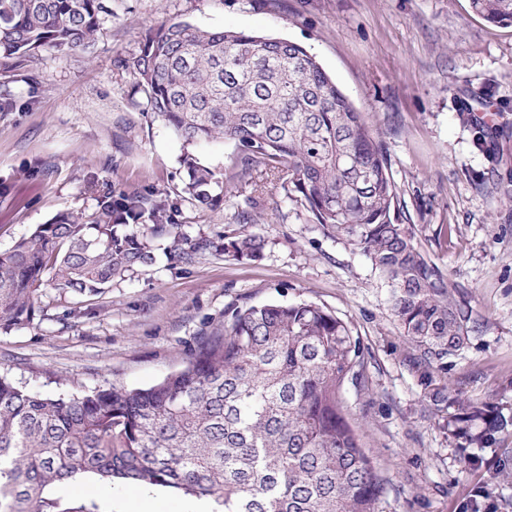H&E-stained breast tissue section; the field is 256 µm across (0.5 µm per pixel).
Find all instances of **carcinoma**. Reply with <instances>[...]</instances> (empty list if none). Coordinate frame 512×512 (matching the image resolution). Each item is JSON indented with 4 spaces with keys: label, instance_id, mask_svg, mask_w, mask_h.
Listing matches in <instances>:
<instances>
[{
    "label": "carcinoma",
    "instance_id": "obj_1",
    "mask_svg": "<svg viewBox=\"0 0 512 512\" xmlns=\"http://www.w3.org/2000/svg\"><path fill=\"white\" fill-rule=\"evenodd\" d=\"M106 2L0 0V60L27 66L45 49L89 46ZM469 5L490 24L512 25V0ZM119 66L184 142L235 144L220 175L182 158L185 192L199 206L213 204L215 185L231 193L248 176L245 215L277 181L285 200L351 241L386 286L423 412L482 447L512 431V417L499 414L470 433L485 406L452 395L448 359L469 347L471 309L411 225L392 218L398 196L384 148L315 56L288 40L177 21L150 31ZM178 213L159 191L114 189L87 218L61 213L37 225L0 251V326L30 324L49 282L97 295L154 265L157 240L186 263L214 247L180 233ZM262 250L245 231L222 248L235 260ZM350 386L369 392L359 335L306 301L231 304L183 368L147 389L45 395L0 376V512H60L49 490L84 474L207 497L224 512H382L389 480L348 422Z\"/></svg>",
    "mask_w": 512,
    "mask_h": 512
}]
</instances>
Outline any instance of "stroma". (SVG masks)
<instances>
[{"label":"stroma","mask_w":512,"mask_h":512,"mask_svg":"<svg viewBox=\"0 0 512 512\" xmlns=\"http://www.w3.org/2000/svg\"><path fill=\"white\" fill-rule=\"evenodd\" d=\"M102 32L85 50L42 51L30 68L0 65V251L56 214L91 215L121 185L178 202L179 229L224 243L241 231L260 259L208 250L172 265L165 256L111 288L76 297L47 287L39 314L0 327V375L45 394L122 385L145 388L181 368L233 303L312 301L361 336L369 395L348 390L350 422L392 484L383 512H512V433L489 447L424 418L420 388L388 293L367 258L332 238L299 204L268 185L254 223L216 188L199 207L183 191L184 153L222 170L230 142L187 145L150 111L117 60L169 21L285 39L316 56L364 113L386 153L395 216L469 302L475 329L448 361L459 398L512 416V26L484 21L469 0H109ZM65 512H121L122 484L107 493L55 487Z\"/></svg>","instance_id":"35a3bbf8"}]
</instances>
